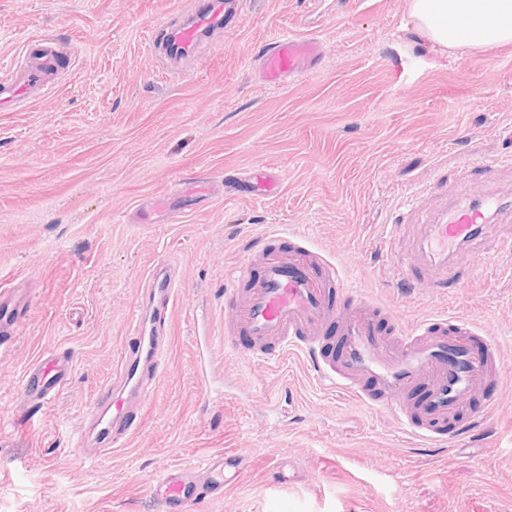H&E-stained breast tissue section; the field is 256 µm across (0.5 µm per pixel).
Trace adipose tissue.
<instances>
[{
	"instance_id": "adipose-tissue-1",
	"label": "adipose tissue",
	"mask_w": 512,
	"mask_h": 512,
	"mask_svg": "<svg viewBox=\"0 0 512 512\" xmlns=\"http://www.w3.org/2000/svg\"><path fill=\"white\" fill-rule=\"evenodd\" d=\"M407 29L451 55L512 43V0H408Z\"/></svg>"
}]
</instances>
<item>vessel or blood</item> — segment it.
<instances>
[{
	"label": "vessel or blood",
	"mask_w": 512,
	"mask_h": 512,
	"mask_svg": "<svg viewBox=\"0 0 512 512\" xmlns=\"http://www.w3.org/2000/svg\"><path fill=\"white\" fill-rule=\"evenodd\" d=\"M237 19L235 0H202L183 25L151 34L149 45L174 59L188 56ZM324 52L323 41L314 35L284 34L265 45L259 71L277 85L308 72ZM68 57V43L56 36L27 43L21 60L0 68V112L34 102L59 79ZM430 189L447 197L448 206L433 223L422 225L413 257L398 260L397 267L411 282L437 285L447 279L459 252L479 241L491 224L512 219V194H464L438 182ZM279 237L276 231L265 234L261 258L237 266L224 292L231 314L226 341L234 348L249 343L278 361L305 355L319 379L362 406L395 415L411 438L445 441L446 427L468 415L473 397L499 373L495 340L469 320L447 316L411 326L392 317L391 333H383L376 324L380 307L346 286L326 256L308 246L271 250ZM178 286L168 266L153 268L143 285L144 304L114 381L82 421L95 431L99 453L118 445L141 418L140 402L165 354ZM25 306L12 290L0 291V339L13 338ZM331 331L336 344L330 348L325 338ZM72 370L68 353L40 357L26 369L22 392L34 401L47 400L67 385ZM240 464V457L230 456L208 461L201 471L164 470L153 481V494L163 512H188L204 488L223 487L226 468Z\"/></svg>",
	"instance_id": "b4317fda"
}]
</instances>
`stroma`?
<instances>
[{
  "label": "stroma",
  "mask_w": 512,
  "mask_h": 512,
  "mask_svg": "<svg viewBox=\"0 0 512 512\" xmlns=\"http://www.w3.org/2000/svg\"><path fill=\"white\" fill-rule=\"evenodd\" d=\"M239 2V24L174 78L149 33L194 0H0V64L45 33L70 45L40 99L0 112V284L28 300L0 348V512H159L160 471L221 453L242 458L240 473L192 512H512V222L457 259L453 288L407 285L394 265L445 205L430 183L512 189V44L440 55L402 30L407 0H360L341 17L336 0ZM307 30L326 43L321 63L266 83L262 47ZM475 160L496 163L492 182L469 179ZM258 169L277 187L240 199ZM199 175L217 195L186 192ZM386 224L399 232L382 236ZM270 231L306 236L404 324L457 315L494 337L504 387L476 398L453 447L338 396L306 356L225 346L227 279ZM159 263L180 286L156 387L126 441L86 460L74 434ZM201 336L225 399L197 380ZM57 349L73 374L33 406L24 372Z\"/></svg>",
  "instance_id": "1"
}]
</instances>
